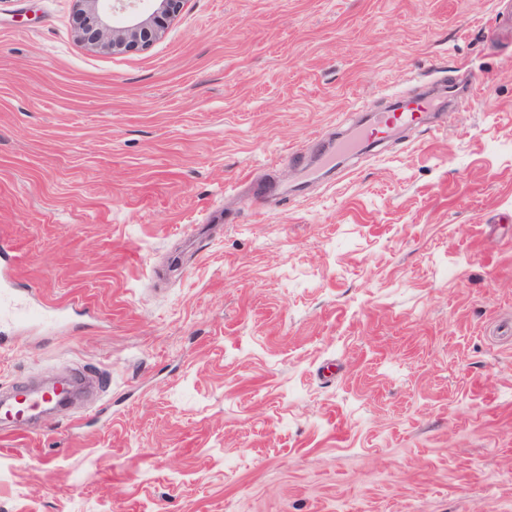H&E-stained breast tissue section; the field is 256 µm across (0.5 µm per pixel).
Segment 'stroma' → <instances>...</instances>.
I'll return each mask as SVG.
<instances>
[{"mask_svg": "<svg viewBox=\"0 0 512 512\" xmlns=\"http://www.w3.org/2000/svg\"><path fill=\"white\" fill-rule=\"evenodd\" d=\"M0 0V241L34 303L0 512H512V26L499 0H183L94 52ZM453 111L341 165L336 122ZM23 394L24 398H26L25 404H19L16 399L13 403L9 401H1V410H3L4 414H9L5 420L11 422L12 427H14L15 430H24L26 427L28 417L25 414H21L26 404H31L33 406H44L52 404L54 400L52 395L41 391H29Z\"/></svg>", "mask_w": 512, "mask_h": 512, "instance_id": "stroma-1", "label": "stroma"}]
</instances>
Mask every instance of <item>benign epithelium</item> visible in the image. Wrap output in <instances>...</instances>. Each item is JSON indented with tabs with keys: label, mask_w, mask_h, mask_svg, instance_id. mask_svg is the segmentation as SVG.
Wrapping results in <instances>:
<instances>
[{
	"label": "benign epithelium",
	"mask_w": 512,
	"mask_h": 512,
	"mask_svg": "<svg viewBox=\"0 0 512 512\" xmlns=\"http://www.w3.org/2000/svg\"><path fill=\"white\" fill-rule=\"evenodd\" d=\"M82 27L79 40L93 51H128L149 47L161 34L165 23L181 9L182 0H157L158 7L150 17L126 26L112 24L116 11L130 12L133 0H76Z\"/></svg>",
	"instance_id": "7a95c632"
}]
</instances>
